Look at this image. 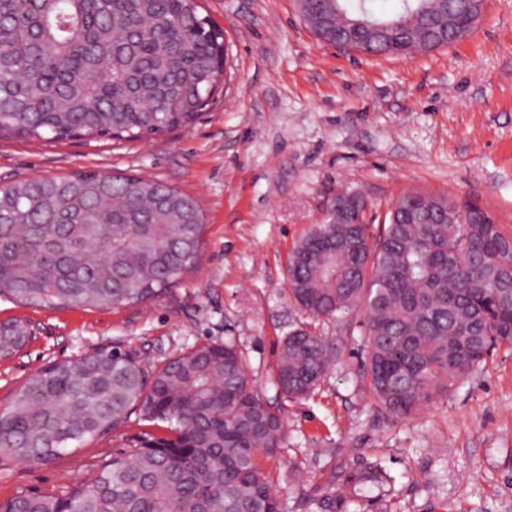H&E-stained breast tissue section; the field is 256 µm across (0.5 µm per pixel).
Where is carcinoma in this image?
<instances>
[{"instance_id":"1","label":"carcinoma","mask_w":512,"mask_h":512,"mask_svg":"<svg viewBox=\"0 0 512 512\" xmlns=\"http://www.w3.org/2000/svg\"><path fill=\"white\" fill-rule=\"evenodd\" d=\"M320 40L411 58L469 38L480 14L448 23L439 0H295ZM371 23L344 43L336 14ZM224 34L196 0H0V134L133 142L188 127L224 82ZM353 195L347 222L312 227L293 247L288 293L314 319L359 310L363 386L405 418L512 349V235L478 204L405 192L377 241ZM195 198L145 178L101 173L0 187V297L35 307L135 306L197 264ZM0 359L27 328L4 323ZM333 347L304 324L280 343L273 382L289 400L320 385ZM136 417L120 455L67 491L20 493L0 512H283L262 459L284 452V421L251 385L234 337L156 365L119 346L40 370L0 412V461L46 462ZM377 464L346 485L386 482Z\"/></svg>"}]
</instances>
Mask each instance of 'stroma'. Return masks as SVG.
<instances>
[{"mask_svg":"<svg viewBox=\"0 0 512 512\" xmlns=\"http://www.w3.org/2000/svg\"><path fill=\"white\" fill-rule=\"evenodd\" d=\"M224 33V88L190 128L137 142L0 137V184L96 172L151 179L193 196L206 219L196 269L132 307L34 308L0 298V323L35 335L0 360V411L50 364L115 345L154 362L233 336L249 377L280 408L285 450L266 461L284 512H321L323 492L380 464L383 486L348 512H512V351L408 418L362 387L361 313L323 321L335 362L309 398L272 383L279 341L301 324L288 258L336 192L368 198L367 221L408 191L473 199L512 234V0H489L467 40L408 60L317 41L293 0H199ZM122 447L119 436L41 463L0 462V501L68 490Z\"/></svg>","mask_w":512,"mask_h":512,"instance_id":"obj_1","label":"stroma"}]
</instances>
